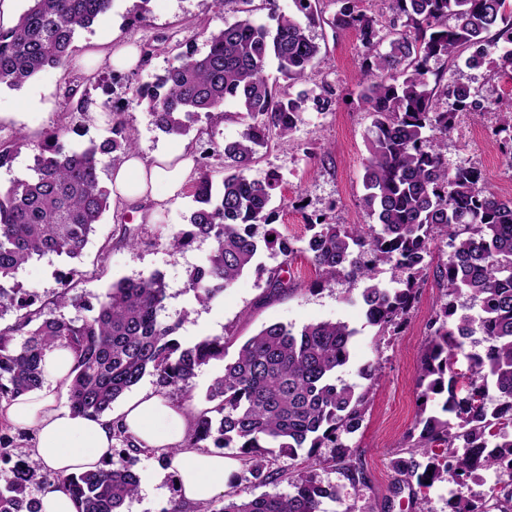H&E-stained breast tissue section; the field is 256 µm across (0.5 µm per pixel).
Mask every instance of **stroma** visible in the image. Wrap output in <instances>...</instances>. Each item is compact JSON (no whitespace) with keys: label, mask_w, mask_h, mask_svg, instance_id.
<instances>
[{"label":"stroma","mask_w":512,"mask_h":512,"mask_svg":"<svg viewBox=\"0 0 512 512\" xmlns=\"http://www.w3.org/2000/svg\"><path fill=\"white\" fill-rule=\"evenodd\" d=\"M137 0H113L112 9L78 32L75 50L61 67L49 68L21 89L0 90V140L24 134L29 144L13 162L0 168V189L30 175L35 147L46 131L62 128L75 145L105 135L109 126L105 105L122 108L123 117L137 139L144 160L156 155L187 149L193 156H206L210 169L219 171L224 159L218 153L224 142L236 139L243 123L215 112L201 118L196 127L200 138L171 137L151 122L145 105L136 102L138 84L163 74L171 60L172 48L206 50L202 23L216 27L242 18L243 0H224L222 8L207 0H150L145 20L130 23ZM324 24L309 35L320 44L322 59L306 81L296 84L276 78L278 90L297 95H315L331 90L334 111L308 109L290 141L271 138L260 148L254 175L274 174L279 186L272 200L273 227L291 239L294 255L283 256L277 248L262 250L253 266L231 288L208 306H199L187 288V274L203 264L213 249L211 240L196 239L181 253H172L173 234L186 230L193 205L189 189H182L164 203H144L109 210L80 258L50 254L19 268L16 279L36 294L39 304L50 303L64 283H72L73 295L100 294L122 278L160 273L167 285V299L161 317L179 322L177 339L190 345L205 336H228L242 343L270 323L302 325L310 322L340 321L354 328L350 360L338 372L350 385H362L360 370L368 364L381 367V375L370 395L368 412L361 429L346 436L356 448L357 461L367 481L360 487L347 485L330 468L318 469L323 484L341 488L339 499L324 500L322 512H362L374 506L376 512H412L410 497H418L425 512H448V493L453 482L434 484L415 493L393 495L389 460L408 445L407 435L419 413L415 381L420 357L436 310L446 300V291L434 279H427L411 310L406 325L394 336L379 337L364 315L362 280L343 277L331 285L317 286V273L302 252L308 223L370 224L373 216L363 208L362 176L368 156L366 137L372 118L359 100V62L363 47L355 31L334 29L331 21L339 9L338 0H319ZM134 45L142 57L136 69L119 70L108 61L86 67V53L103 48L110 41ZM446 81L462 79L483 87L498 111L512 112V77L490 74L487 67L470 68L464 62L444 65ZM494 118L479 121L462 118L448 139L449 165L471 163L480 167L488 188L508 199L512 197V164L501 150L493 149L491 128ZM141 239L138 248L122 243L123 234ZM287 268V290L272 291L268 279ZM140 476L137 497L126 503L125 512H163L177 498L174 476L154 454L138 456L134 466Z\"/></svg>","instance_id":"35a3bbf8"}]
</instances>
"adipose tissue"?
<instances>
[{"mask_svg": "<svg viewBox=\"0 0 512 512\" xmlns=\"http://www.w3.org/2000/svg\"><path fill=\"white\" fill-rule=\"evenodd\" d=\"M192 170L193 161L188 157L178 160L161 154L148 162L138 153H129L112 170V201L128 206L154 201L161 186L168 195H175ZM0 413L13 424L34 429L38 444L31 451L33 458L64 476L99 465L114 443V424H122L136 444L173 452L170 470L178 481L183 512H199L223 491L228 476L222 455L188 447L191 418L160 393L141 394L119 412L96 419L58 407L50 390L21 396Z\"/></svg>", "mask_w": 512, "mask_h": 512, "instance_id": "1", "label": "adipose tissue"}]
</instances>
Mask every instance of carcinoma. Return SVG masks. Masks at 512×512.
I'll return each instance as SVG.
<instances>
[{
  "label": "carcinoma",
  "mask_w": 512,
  "mask_h": 512,
  "mask_svg": "<svg viewBox=\"0 0 512 512\" xmlns=\"http://www.w3.org/2000/svg\"><path fill=\"white\" fill-rule=\"evenodd\" d=\"M10 28L0 27V86L19 89L48 67L65 64L76 33L112 9L113 0H29ZM270 25L252 15L212 30L203 27L207 50L177 53L165 74L136 88L152 124L171 136H186L201 114L235 104L246 120L234 141L224 143V176L214 181L207 164L195 178L189 229L170 240L177 252L201 237L213 241L207 261L189 274L188 288L206 305L254 264L261 243L278 247L286 258L293 242L279 234L261 240L257 226L273 223L269 209L278 179L252 175L257 148L275 133L284 140L302 122L308 103L332 110L331 93L295 97L269 82L276 65L294 83L305 80L321 55L309 28L323 22L312 0H295L298 14L276 13V0H264ZM332 20L338 30L357 32L365 49L360 67L361 100L373 117L367 139L362 203L377 225H307L301 252L318 269L320 283L342 275L363 279L361 296L367 323L386 335L398 330L413 308L430 263V241L448 236V259L434 277L448 301L435 313L421 357L416 389L421 411L408 436L409 446L394 454V494L412 483L424 487L453 478L462 488L480 472L499 473L490 499L451 493L448 512H512V199L485 186L473 165L448 166V134L461 115L491 111L480 88L460 80L443 82L430 63L454 62L467 51L466 64L478 68L499 48L495 73L512 70V0H389L390 30L380 35L376 17L339 0ZM385 50H379L381 42ZM512 163V113L496 116ZM28 142L21 133L0 140V167L8 166ZM133 133L111 110L107 135L75 147L63 131L48 132L34 156L33 175L0 191V405L42 387L43 357L55 346L74 356L68 387L73 413L98 418L145 374L156 386L192 401L190 382L212 360H222L229 339L203 337L184 347L178 325L159 319L166 284L158 273L120 279L101 294L73 299L60 292L53 305L72 304L91 316L65 318L35 306V295L15 281L18 269L48 254L81 256L96 224L110 208L111 192L101 172L135 150ZM397 273L395 288L374 282L377 264ZM462 296L480 302L472 315L456 304ZM22 340H16V336ZM356 330L343 322L299 327L273 323L249 337L224 364L192 415L187 447L238 448L244 455L241 480L267 485L278 480L269 457L298 452L335 467L353 486L366 483L353 461L357 449L343 437L357 432L368 411L380 367L361 369L368 381L352 386L336 378L350 359ZM479 335L483 352L466 355L468 374L457 371L458 354ZM443 399L441 412L427 403ZM111 458L94 470L61 476L31 458L29 449L0 435V465L9 478L0 485V512H41L38 493L59 483L79 512H125L137 495L136 457L150 452L116 429ZM329 449L318 457V449ZM288 494H249L246 489L211 500L203 512H320L321 500L340 497L337 485H324L313 471L301 474Z\"/></svg>",
  "instance_id": "obj_1"
}]
</instances>
